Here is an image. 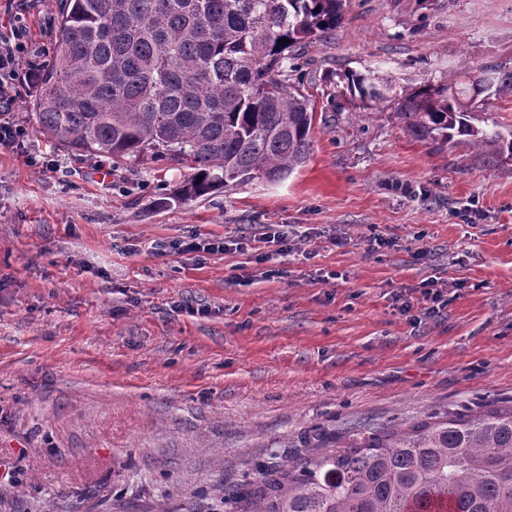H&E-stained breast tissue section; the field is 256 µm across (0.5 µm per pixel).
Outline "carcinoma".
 Returning a JSON list of instances; mask_svg holds the SVG:
<instances>
[{"instance_id": "1", "label": "carcinoma", "mask_w": 512, "mask_h": 512, "mask_svg": "<svg viewBox=\"0 0 512 512\" xmlns=\"http://www.w3.org/2000/svg\"><path fill=\"white\" fill-rule=\"evenodd\" d=\"M346 4L65 0L54 56L35 77L38 131L80 159L150 156L191 169L178 202L283 180L309 159L315 121L286 50L335 31ZM342 81L366 109L393 100V116L420 138L469 137L512 156V137L481 135L467 120L482 94L512 98V70L453 71L399 97L370 69ZM224 500L235 512H512V408L320 436L225 488Z\"/></svg>"}]
</instances>
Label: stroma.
<instances>
[{
	"label": "stroma",
	"instance_id": "obj_1",
	"mask_svg": "<svg viewBox=\"0 0 512 512\" xmlns=\"http://www.w3.org/2000/svg\"><path fill=\"white\" fill-rule=\"evenodd\" d=\"M62 6L0 0V34L44 66ZM482 63L512 67V0H349L297 61L306 164L187 203L169 197L187 168L48 142L21 83L22 134L0 151V512H226V487L313 430L512 405V162L417 138L339 87ZM468 121L511 133L512 100ZM266 224L302 239L261 264L181 248Z\"/></svg>",
	"mask_w": 512,
	"mask_h": 512
}]
</instances>
